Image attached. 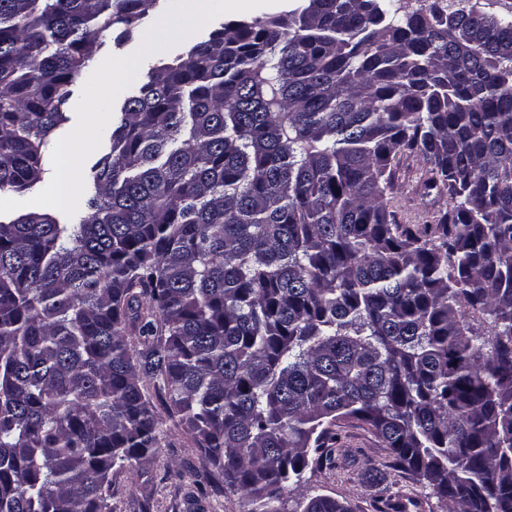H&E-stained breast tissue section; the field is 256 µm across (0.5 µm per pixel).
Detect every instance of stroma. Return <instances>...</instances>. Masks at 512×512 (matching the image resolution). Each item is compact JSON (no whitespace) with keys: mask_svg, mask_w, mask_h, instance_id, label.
<instances>
[{"mask_svg":"<svg viewBox=\"0 0 512 512\" xmlns=\"http://www.w3.org/2000/svg\"><path fill=\"white\" fill-rule=\"evenodd\" d=\"M290 0H223L184 36L166 35L168 24L162 7H155L132 39L115 43L105 34L103 45L85 73L72 86L65 106L67 122L56 130L48 144L46 172L42 183L26 192L23 206L43 208L54 198L52 212L63 223L82 215L89 195L90 169L105 153L104 136L112 125L123 89L144 79V49L158 41L157 60L168 59L173 44L183 46L200 40L224 22L264 11L287 8ZM425 163L419 153H403L394 162V180L385 202L396 223H428L453 202L447 190L425 185ZM330 464L313 473L308 495L324 494L345 502L351 512H448V505L405 473L392 469L389 452L365 427L342 422L335 428ZM388 475L389 499L380 501L366 477L372 472ZM218 473L207 466L200 451L177 421L167 420L166 434L155 453L134 462L114 476L116 492L112 512H251L245 498L216 489Z\"/></svg>","mask_w":512,"mask_h":512,"instance_id":"35a3bbf8","label":"stroma"}]
</instances>
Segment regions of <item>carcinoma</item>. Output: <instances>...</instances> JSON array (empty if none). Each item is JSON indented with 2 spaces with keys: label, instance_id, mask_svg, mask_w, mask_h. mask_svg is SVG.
<instances>
[{
  "label": "carcinoma",
  "instance_id": "cac0c4a2",
  "mask_svg": "<svg viewBox=\"0 0 512 512\" xmlns=\"http://www.w3.org/2000/svg\"><path fill=\"white\" fill-rule=\"evenodd\" d=\"M158 2L0 0V194L43 180L70 86ZM499 2L303 0L149 68L85 215L0 221V512H111L165 434L147 378L255 512L304 494L340 421L451 512H512ZM406 151L454 200L416 230L384 203Z\"/></svg>",
  "mask_w": 512,
  "mask_h": 512
}]
</instances>
